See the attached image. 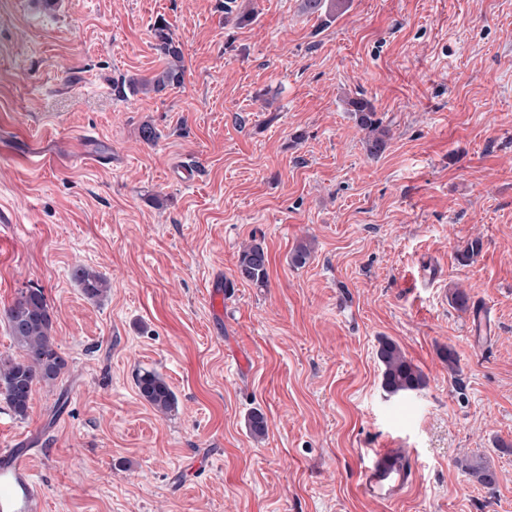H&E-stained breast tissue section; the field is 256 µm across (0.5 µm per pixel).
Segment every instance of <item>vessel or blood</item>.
Returning <instances> with one entry per match:
<instances>
[{
    "instance_id": "obj_1",
    "label": "vessel or blood",
    "mask_w": 512,
    "mask_h": 512,
    "mask_svg": "<svg viewBox=\"0 0 512 512\" xmlns=\"http://www.w3.org/2000/svg\"><path fill=\"white\" fill-rule=\"evenodd\" d=\"M477 345L494 333L490 315L474 308L469 323ZM35 451L16 444L0 446V512H42V489L33 476ZM415 468L411 456L401 448H380L361 469L362 492L384 502L396 501L412 487Z\"/></svg>"
}]
</instances>
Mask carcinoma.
I'll return each instance as SVG.
<instances>
[{
	"mask_svg": "<svg viewBox=\"0 0 512 512\" xmlns=\"http://www.w3.org/2000/svg\"><path fill=\"white\" fill-rule=\"evenodd\" d=\"M346 0H301L302 10L319 18L333 17L336 8ZM157 49L167 58L166 66L149 78H142L136 84L161 91L177 86L183 79L182 51L173 36L164 27L154 29ZM348 111L358 126L366 132L367 155L380 156L386 149L390 129L384 125L370 100L355 97L348 100ZM268 254L259 243H251L240 251L237 273L241 280L263 288L268 281ZM73 277L81 286L84 295L98 299L110 288L109 280L101 273L84 267H77ZM8 321L12 336L22 350L20 359H0V394L4 396L15 417L27 416L33 386L38 383L54 384L67 367L66 360L57 351L52 334V316L47 298L40 288L20 293L8 309ZM382 368V387L390 395L417 391L425 386L422 372L408 361L399 346L392 340H383L377 351ZM136 385L141 396L160 413H169L175 408V396L167 382L153 371L136 376ZM250 434L262 438L267 432L265 415L253 410L248 415ZM464 472L487 488L497 483L495 470L479 462L462 461Z\"/></svg>",
	"mask_w": 512,
	"mask_h": 512,
	"instance_id": "obj_1",
	"label": "carcinoma"
}]
</instances>
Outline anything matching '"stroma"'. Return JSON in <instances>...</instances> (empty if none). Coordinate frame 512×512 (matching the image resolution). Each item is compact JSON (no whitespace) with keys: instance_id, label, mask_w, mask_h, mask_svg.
<instances>
[{"instance_id":"obj_1","label":"stroma","mask_w":512,"mask_h":512,"mask_svg":"<svg viewBox=\"0 0 512 512\" xmlns=\"http://www.w3.org/2000/svg\"><path fill=\"white\" fill-rule=\"evenodd\" d=\"M60 2L0 0V355L20 357L6 311L40 288L67 361L27 418L0 398V443L37 448L43 512H512V0H346L329 20L301 0ZM159 25L182 84L117 96L164 67ZM353 97L391 130L380 157ZM253 240L263 288L235 278ZM78 266L110 293L87 299ZM458 288L496 319L487 347ZM384 338L423 389L383 391ZM393 445L417 479L389 505L358 484ZM136 385L141 396L160 413H169L175 408V396L167 382L153 371L138 373Z\"/></svg>"}]
</instances>
